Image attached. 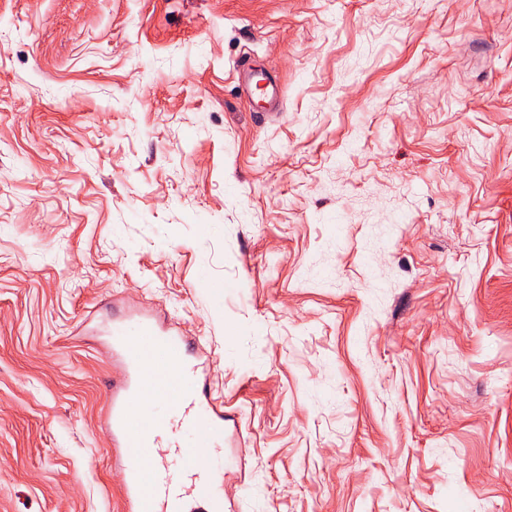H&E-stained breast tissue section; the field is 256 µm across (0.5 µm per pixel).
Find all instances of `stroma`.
Returning a JSON list of instances; mask_svg holds the SVG:
<instances>
[{"mask_svg":"<svg viewBox=\"0 0 512 512\" xmlns=\"http://www.w3.org/2000/svg\"><path fill=\"white\" fill-rule=\"evenodd\" d=\"M140 315L224 512H512V0H0V512H124Z\"/></svg>","mask_w":512,"mask_h":512,"instance_id":"obj_1","label":"stroma"}]
</instances>
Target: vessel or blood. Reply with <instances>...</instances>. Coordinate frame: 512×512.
Here are the masks:
<instances>
[{"label":"vessel or blood","instance_id":"1","mask_svg":"<svg viewBox=\"0 0 512 512\" xmlns=\"http://www.w3.org/2000/svg\"><path fill=\"white\" fill-rule=\"evenodd\" d=\"M111 336L112 354L124 374L111 385L103 425L126 473L125 512H223L220 469L207 465L205 456L235 443L238 429L210 399L199 355L178 330L146 317L113 321ZM166 363L180 371L183 389L155 420L146 395L162 388ZM188 434L194 439L190 446L184 442Z\"/></svg>","mask_w":512,"mask_h":512}]
</instances>
